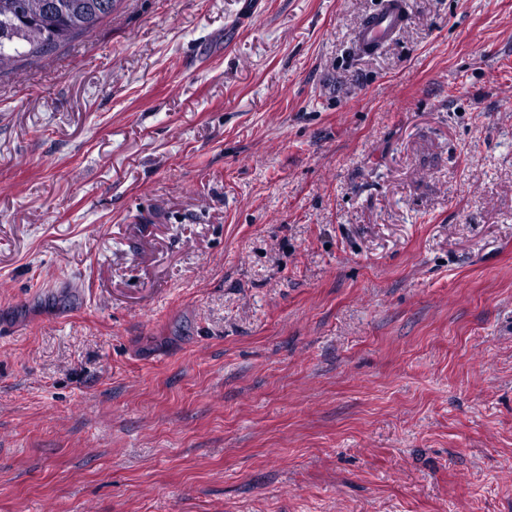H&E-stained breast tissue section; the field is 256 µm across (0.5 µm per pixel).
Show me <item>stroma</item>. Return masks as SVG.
Wrapping results in <instances>:
<instances>
[{"mask_svg": "<svg viewBox=\"0 0 512 512\" xmlns=\"http://www.w3.org/2000/svg\"><path fill=\"white\" fill-rule=\"evenodd\" d=\"M380 2L0 77V512H512V0ZM406 0H384L380 9L363 21L355 36L362 54H370L396 36L406 20Z\"/></svg>", "mask_w": 512, "mask_h": 512, "instance_id": "stroma-1", "label": "stroma"}]
</instances>
